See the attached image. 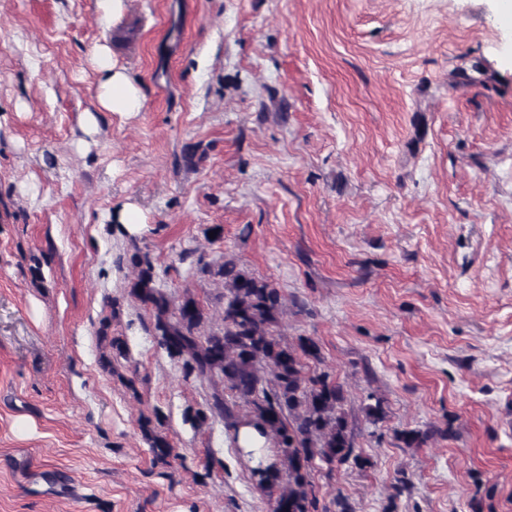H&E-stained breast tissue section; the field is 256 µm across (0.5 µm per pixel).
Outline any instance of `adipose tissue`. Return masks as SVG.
<instances>
[{"label": "adipose tissue", "instance_id": "obj_1", "mask_svg": "<svg viewBox=\"0 0 512 512\" xmlns=\"http://www.w3.org/2000/svg\"><path fill=\"white\" fill-rule=\"evenodd\" d=\"M91 61L100 73L101 79L96 96L95 112L86 113V126H94L96 111L128 114L138 111L142 101L141 90L118 65L109 46L101 45L91 53Z\"/></svg>", "mask_w": 512, "mask_h": 512}]
</instances>
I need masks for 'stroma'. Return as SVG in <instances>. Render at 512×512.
<instances>
[{"label":"stroma","instance_id":"obj_1","mask_svg":"<svg viewBox=\"0 0 512 512\" xmlns=\"http://www.w3.org/2000/svg\"><path fill=\"white\" fill-rule=\"evenodd\" d=\"M97 2L0 0V512H273L224 422H186L211 389L145 332L137 251L216 326L201 267L234 260L279 289L288 340L319 344L370 461L314 471L324 512H512V17L126 0L111 22ZM102 43L140 111L97 112ZM156 412L167 464L140 428ZM411 429L432 436L404 447ZM109 319H103L99 330V340L103 345V351L99 358V365L104 371L112 373V354L123 357L126 354V344L124 340L118 336L109 335Z\"/></svg>","mask_w":512,"mask_h":512}]
</instances>
